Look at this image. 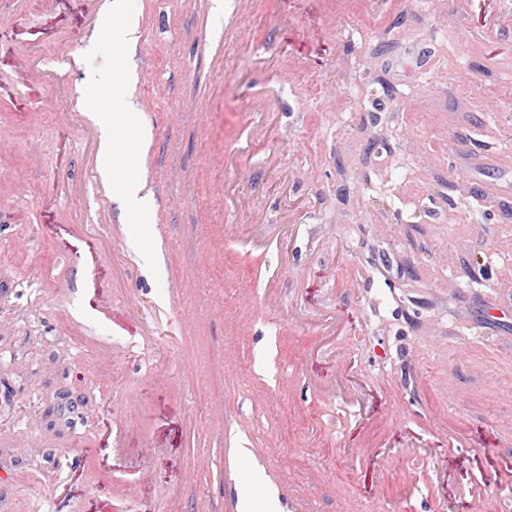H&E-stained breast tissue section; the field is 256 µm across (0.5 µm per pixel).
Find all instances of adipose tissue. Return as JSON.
Segmentation results:
<instances>
[{
  "label": "adipose tissue",
  "mask_w": 512,
  "mask_h": 512,
  "mask_svg": "<svg viewBox=\"0 0 512 512\" xmlns=\"http://www.w3.org/2000/svg\"><path fill=\"white\" fill-rule=\"evenodd\" d=\"M132 103H125L117 112H98L94 118L101 130V150L99 154V173L110 181L127 212L138 215L140 222H148V199L144 186L139 178L121 173L113 165L114 150L112 148L114 130L136 125V116Z\"/></svg>",
  "instance_id": "1"
}]
</instances>
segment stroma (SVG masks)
I'll list each match as a JSON object with an SVG mask.
<instances>
[{"mask_svg": "<svg viewBox=\"0 0 512 512\" xmlns=\"http://www.w3.org/2000/svg\"><path fill=\"white\" fill-rule=\"evenodd\" d=\"M85 24V0H0V512H224L228 486L278 512H512V11L243 0L228 24L149 0L132 100L183 205L122 243L68 118L89 74L114 110L122 38ZM177 277L182 347L151 307ZM200 349L240 372L199 377Z\"/></svg>", "mask_w": 512, "mask_h": 512, "instance_id": "obj_1", "label": "stroma"}]
</instances>
